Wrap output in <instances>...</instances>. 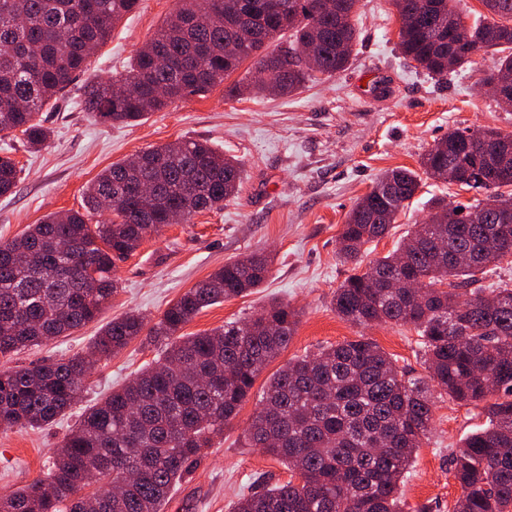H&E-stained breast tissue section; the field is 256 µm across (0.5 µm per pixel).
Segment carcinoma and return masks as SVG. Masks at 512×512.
Segmentation results:
<instances>
[{
  "label": "carcinoma",
  "mask_w": 512,
  "mask_h": 512,
  "mask_svg": "<svg viewBox=\"0 0 512 512\" xmlns=\"http://www.w3.org/2000/svg\"><path fill=\"white\" fill-rule=\"evenodd\" d=\"M319 0H179L138 50L121 84L82 86L87 112L130 123L174 100L201 95L255 59V94L288 96L319 75L344 70L356 42L359 0L342 15ZM453 0H394L402 52L444 77L482 49L509 54L484 81L512 89V0H482L491 20L448 34ZM139 0H0V137L31 147L50 132L39 111L64 93ZM311 45L313 70L293 50ZM492 128H454L423 155L428 176L487 193L474 205L439 201L396 250L359 272L365 245L383 237L419 188L407 168L386 171L348 213L340 259L353 265L332 304L360 326L408 324L417 330L429 378L453 401L483 405L488 426L453 454L460 494L453 512H512V285L476 286L496 263L493 243L512 254V168L494 170L503 139ZM19 170L0 157V196ZM241 183L238 162L205 142L149 149L138 163H116L87 186L88 209L109 217L90 225L79 212L50 213L20 237L0 242V356L38 346L96 319L116 282L117 260L133 253L173 215L224 206ZM252 252L224 264L171 304L150 329L163 361L86 408L57 448L48 483L5 497L0 512H163L174 485L224 431L250 396L261 369L288 347L297 313L271 303L250 319L195 336L180 331L202 309L250 292L270 272ZM398 281L409 288H388ZM449 282V289L440 288ZM137 313L115 318L90 354L21 369H0V428L52 424L74 404L94 362L141 336ZM429 389L398 371L362 336L289 361L267 380L246 432L247 445L280 459L291 479L242 497L233 512H402L401 484L428 437ZM108 474L114 491L83 493Z\"/></svg>",
  "instance_id": "1"
}]
</instances>
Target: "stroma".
I'll return each mask as SVG.
<instances>
[{"label": "stroma", "instance_id": "35a3bbf8", "mask_svg": "<svg viewBox=\"0 0 512 512\" xmlns=\"http://www.w3.org/2000/svg\"><path fill=\"white\" fill-rule=\"evenodd\" d=\"M176 6L177 0H139L116 25L81 79L42 110L51 130L48 146L33 151L22 138H0V155H9L20 169L14 191L0 196V242L20 236L48 213L84 211L85 190L102 170L180 140H203L234 157L241 166L239 192L223 208L196 214L186 224L167 225L146 239L117 262V291L93 322L49 344L0 358V369L86 353L103 325L132 310L154 325L174 300L225 263L260 250L273 257L267 281L204 308L183 327V335L248 318L276 299L297 312L298 324L287 349L261 372L256 386L290 359L363 336L401 371L425 376L412 326L364 328L341 320L334 311V292L352 273L351 265L338 257V239L352 206L380 175L396 167L419 170L422 155L449 129L486 126L512 134V106L481 84L496 67L497 54L478 53L473 64L445 78L428 76L399 50L392 0H361L348 69L306 83L292 95H229V84L253 79L255 63L248 59L226 82L174 101L137 123H113L83 111V82L121 79L136 51ZM436 198L474 203L478 195L423 178L394 227L368 244L365 261L395 249L428 218ZM163 351V344L135 339L97 363L80 403L52 425L0 428V496L48 478L56 449L84 408L119 389ZM256 409V397L242 403L212 448L176 484L164 512H232L240 493L290 479L279 459L245 445V429ZM486 425L482 407L437 396L432 433L404 481L407 512H452L460 493L452 456L468 435Z\"/></svg>", "mask_w": 512, "mask_h": 512}]
</instances>
